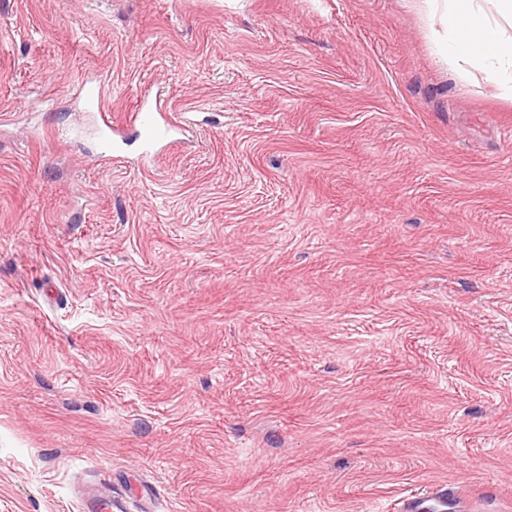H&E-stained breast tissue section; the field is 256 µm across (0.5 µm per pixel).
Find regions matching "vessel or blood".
<instances>
[{
    "instance_id": "1",
    "label": "vessel or blood",
    "mask_w": 512,
    "mask_h": 512,
    "mask_svg": "<svg viewBox=\"0 0 512 512\" xmlns=\"http://www.w3.org/2000/svg\"><path fill=\"white\" fill-rule=\"evenodd\" d=\"M79 98L84 108L92 112L101 144L107 149H116L122 138L125 125H133L143 133L147 144L171 140L174 134L188 131V124L178 126L166 119V106L161 99H149L140 95L135 109L126 116V124L113 122L110 107L100 82H83L79 89ZM448 491L441 490L427 497H414L405 505V512H443L448 503ZM81 512H115L117 502L111 496L100 494L98 489L81 488L77 491Z\"/></svg>"
}]
</instances>
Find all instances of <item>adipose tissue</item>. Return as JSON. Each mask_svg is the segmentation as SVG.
<instances>
[{
    "instance_id": "1",
    "label": "adipose tissue",
    "mask_w": 512,
    "mask_h": 512,
    "mask_svg": "<svg viewBox=\"0 0 512 512\" xmlns=\"http://www.w3.org/2000/svg\"><path fill=\"white\" fill-rule=\"evenodd\" d=\"M417 9L447 64L484 74L512 100V0H419Z\"/></svg>"
}]
</instances>
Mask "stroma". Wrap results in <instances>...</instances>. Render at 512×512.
Returning a JSON list of instances; mask_svg holds the SVG:
<instances>
[{"instance_id": "stroma-1", "label": "stroma", "mask_w": 512, "mask_h": 512, "mask_svg": "<svg viewBox=\"0 0 512 512\" xmlns=\"http://www.w3.org/2000/svg\"><path fill=\"white\" fill-rule=\"evenodd\" d=\"M510 128L412 0H0V512H512ZM79 99L88 112H92L101 144L106 149L116 151L119 138L123 137L124 125L112 122L110 107L100 82L86 81L80 85ZM166 112V106L160 98L156 96L154 100H151L144 93L140 95L136 108L127 114L126 125L138 127L149 146L161 141H171L174 134L188 131L191 123L187 117H184L183 124L172 125L165 117ZM76 496L80 502V511L83 512H112L113 509H119L116 496L101 495L97 488L78 489ZM459 498L458 494L444 489L436 491L432 496L427 497H413L404 504L405 512H443L444 507L447 506L448 496Z\"/></svg>"}]
</instances>
